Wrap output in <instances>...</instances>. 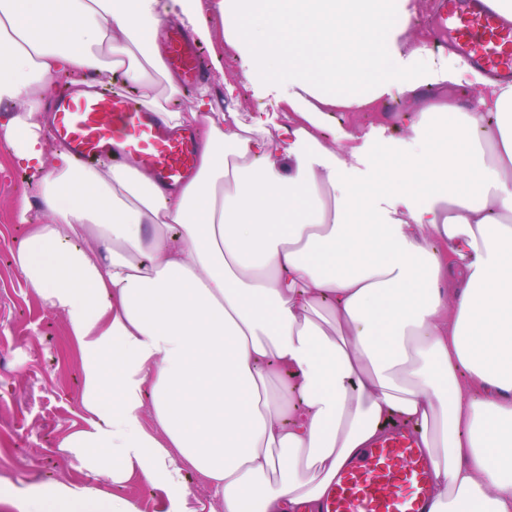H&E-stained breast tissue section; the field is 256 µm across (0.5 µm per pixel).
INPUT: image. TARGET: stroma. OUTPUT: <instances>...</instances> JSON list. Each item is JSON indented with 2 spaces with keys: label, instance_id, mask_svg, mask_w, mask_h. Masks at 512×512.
I'll return each instance as SVG.
<instances>
[{
  "label": "stroma",
  "instance_id": "obj_1",
  "mask_svg": "<svg viewBox=\"0 0 512 512\" xmlns=\"http://www.w3.org/2000/svg\"><path fill=\"white\" fill-rule=\"evenodd\" d=\"M415 13L406 38L431 45L434 37L425 24L438 9V0H414ZM213 42L207 54H218L222 71H211L214 96L223 97L224 78L238 80L234 108L239 113L262 115L274 124L286 123L293 113L288 103V80L279 78L276 91H268L269 66L244 76L241 56L224 41V23L217 6L206 11ZM428 63L454 65L456 58L431 48ZM427 99L453 100L464 109L478 105L477 89L442 83L413 92L381 98L380 108L368 112H339L337 128L366 137L365 151L403 152L408 131L405 116L417 115ZM23 180L8 149L0 148V512H14L12 500L26 497L55 483L91 486L131 502L137 512H169L171 504L158 488L136 479L122 485L102 476L71 468L61 447L73 425L81 423L82 365L70 341L62 314L44 305L28 288L14 261L26 240V225L17 223L14 203L34 195Z\"/></svg>",
  "mask_w": 512,
  "mask_h": 512
}]
</instances>
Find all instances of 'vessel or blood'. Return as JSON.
Instances as JSON below:
<instances>
[{
    "label": "vessel or blood",
    "instance_id": "obj_1",
    "mask_svg": "<svg viewBox=\"0 0 512 512\" xmlns=\"http://www.w3.org/2000/svg\"><path fill=\"white\" fill-rule=\"evenodd\" d=\"M437 37L496 82H512V24L495 0H442ZM159 56L183 87L208 80L199 42L190 28L167 27ZM49 138L81 165L133 160L152 172L159 188L183 182L194 170L195 131L171 127L161 113L124 92L102 90L91 78L55 88ZM435 469L409 427L389 429L339 472L323 498L297 512H431Z\"/></svg>",
    "mask_w": 512,
    "mask_h": 512
}]
</instances>
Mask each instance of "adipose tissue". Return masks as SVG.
Listing matches in <instances>:
<instances>
[{
    "label": "adipose tissue",
    "instance_id": "obj_1",
    "mask_svg": "<svg viewBox=\"0 0 512 512\" xmlns=\"http://www.w3.org/2000/svg\"><path fill=\"white\" fill-rule=\"evenodd\" d=\"M411 3L218 0L239 52L288 76L295 115L272 129L207 85L175 108L155 38L172 16L210 42L204 0H0V141L37 187L15 207L30 226L16 265L80 352L84 423L63 443L78 469L142 478L192 512L189 467L222 512H287L411 421L432 512H512V84L425 65L423 44L397 41ZM69 70L201 131L194 175L161 192L133 162L48 152L49 80ZM447 81L478 86V108L429 102L368 178L355 135L319 137L328 109ZM48 502L136 512L61 483L18 510Z\"/></svg>",
    "mask_w": 512,
    "mask_h": 512
}]
</instances>
